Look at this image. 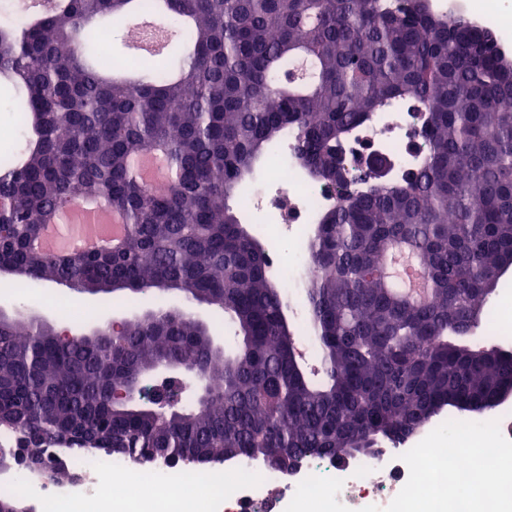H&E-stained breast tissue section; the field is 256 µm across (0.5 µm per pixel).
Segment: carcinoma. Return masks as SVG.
I'll list each match as a JSON object with an SVG mask.
<instances>
[{"label":"carcinoma","instance_id":"cac0c4a2","mask_svg":"<svg viewBox=\"0 0 512 512\" xmlns=\"http://www.w3.org/2000/svg\"><path fill=\"white\" fill-rule=\"evenodd\" d=\"M158 12L181 24L183 57L152 53L103 67L82 29ZM0 17V76L16 91L23 148L0 165V267L30 282H79L109 295L163 286L224 314L238 344L177 309L68 344L44 324L0 322V428L26 453L161 460L181 470L249 457L276 470L311 458L370 457L415 437L445 407L491 397L512 377L485 304L512 261V62L490 31L449 26L430 0H68ZM406 98L423 114L424 151L401 183L387 156L354 167L349 196L322 212L305 279L323 351L314 382L296 355L286 301L264 246L228 204L290 130L307 173L325 183L342 141ZM164 154L172 177L144 186L134 160ZM77 202L121 213L108 251L48 255L42 228ZM412 252L429 285L422 302L385 276ZM174 359L203 371L210 396L160 417L110 390Z\"/></svg>","mask_w":512,"mask_h":512}]
</instances>
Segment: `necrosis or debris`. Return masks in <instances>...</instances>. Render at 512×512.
<instances>
[{
  "label": "necrosis or debris",
  "mask_w": 512,
  "mask_h": 512,
  "mask_svg": "<svg viewBox=\"0 0 512 512\" xmlns=\"http://www.w3.org/2000/svg\"><path fill=\"white\" fill-rule=\"evenodd\" d=\"M435 6L452 24L461 18L475 24L495 18L500 44L512 40V13L502 11L498 0H436ZM419 125L403 100L356 128L343 150L351 159L368 148L384 151L401 178L418 165L419 155L410 145ZM273 154L262 186L240 206L263 209L273 218L263 234L273 241L287 239V252L271 250L269 263L288 289L301 275L312 274L310 226L333 206L334 197L301 165L294 136L284 137ZM462 427L465 447L480 451L479 465L463 453L450 458L428 444L387 448L377 458L345 465L309 460L287 476L244 457L192 473L160 466L146 475L124 459L107 457L79 460L84 475L79 482L47 485L27 472L0 476V494L25 498L33 512H196L188 495L192 488L207 490V512H256L262 501L269 512H282L307 495L323 499L327 512H414L419 500L438 504L442 512H503L512 502V477L503 473V461L512 455V412L472 419ZM476 483L484 489L477 499L469 494Z\"/></svg>",
  "instance_id": "necrosis-or-debris-1"
}]
</instances>
